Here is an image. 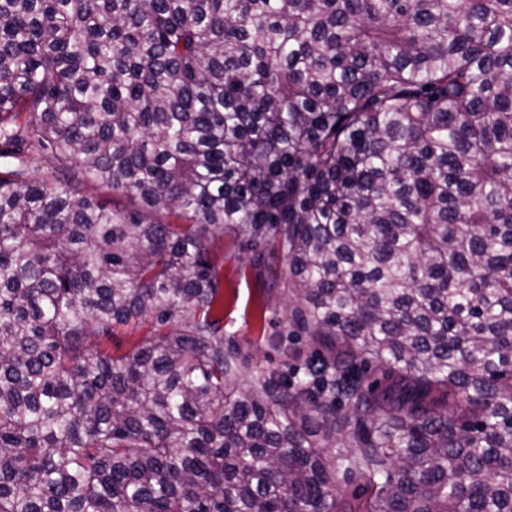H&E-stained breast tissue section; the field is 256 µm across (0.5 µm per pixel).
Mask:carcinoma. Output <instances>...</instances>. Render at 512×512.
<instances>
[{
    "label": "carcinoma",
    "mask_w": 512,
    "mask_h": 512,
    "mask_svg": "<svg viewBox=\"0 0 512 512\" xmlns=\"http://www.w3.org/2000/svg\"><path fill=\"white\" fill-rule=\"evenodd\" d=\"M1 158L0 512H512V0H0ZM219 266L224 307L218 314L224 326V348L233 347L253 369L291 371L302 361H290L279 347L281 321L288 305V284L263 282L252 266V254L241 240L226 233L214 248ZM147 337L146 325L134 329L122 327L116 331L115 336L112 337V342L102 345V348L113 356H122L141 345Z\"/></svg>",
    "instance_id": "1"
}]
</instances>
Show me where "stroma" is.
Wrapping results in <instances>:
<instances>
[{
  "label": "stroma",
  "instance_id": "obj_1",
  "mask_svg": "<svg viewBox=\"0 0 512 512\" xmlns=\"http://www.w3.org/2000/svg\"><path fill=\"white\" fill-rule=\"evenodd\" d=\"M214 253L224 292L219 316L225 346L236 349L252 368L288 370V358L279 346L288 305L286 281L263 282L252 265L251 252L232 234L216 241Z\"/></svg>",
  "mask_w": 512,
  "mask_h": 512
}]
</instances>
